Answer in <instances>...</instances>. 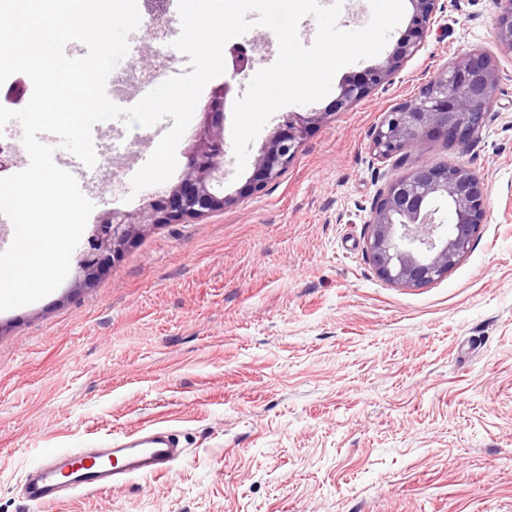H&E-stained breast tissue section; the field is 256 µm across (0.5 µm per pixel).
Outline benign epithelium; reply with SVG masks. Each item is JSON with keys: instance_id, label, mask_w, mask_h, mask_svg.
Segmentation results:
<instances>
[{"instance_id": "1", "label": "benign epithelium", "mask_w": 512, "mask_h": 512, "mask_svg": "<svg viewBox=\"0 0 512 512\" xmlns=\"http://www.w3.org/2000/svg\"><path fill=\"white\" fill-rule=\"evenodd\" d=\"M413 13L404 36L382 63L345 82L335 103L340 112L368 97L387 83L420 49L436 22L440 0H411ZM499 9L496 38L512 53V0H496ZM233 73L254 67V57L242 47L230 51ZM499 66L490 54L474 50L448 65L414 98L387 112L372 132L371 150L388 159L441 136L464 148L484 126ZM227 86L212 91L211 107L202 113L186 170L166 195L147 194L133 210L104 211L93 225L78 266L90 281L107 267L144 230L185 217H203L222 210L233 199L219 193L224 182V96ZM322 113L312 112L286 121L269 136L254 161L249 180L259 189L277 180L294 159L309 125ZM443 198L453 210L452 236H437L436 210L429 204ZM488 206L484 179L472 168L421 166L388 182L379 192L369 220L366 254L377 274L390 284L419 287L448 274L480 234Z\"/></svg>"}]
</instances>
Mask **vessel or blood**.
<instances>
[{"label":"vessel or blood","mask_w":512,"mask_h":512,"mask_svg":"<svg viewBox=\"0 0 512 512\" xmlns=\"http://www.w3.org/2000/svg\"><path fill=\"white\" fill-rule=\"evenodd\" d=\"M97 454L118 459V467L96 465L85 452L63 455L47 450L41 467L26 484V500L47 506L58 502L65 490L92 493L134 477L167 473L181 457L182 448L178 434L143 427L119 436L111 447L98 449Z\"/></svg>","instance_id":"b4317fda"}]
</instances>
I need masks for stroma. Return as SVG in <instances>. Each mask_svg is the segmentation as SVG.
Wrapping results in <instances>:
<instances>
[{
  "label": "stroma",
  "mask_w": 512,
  "mask_h": 512,
  "mask_svg": "<svg viewBox=\"0 0 512 512\" xmlns=\"http://www.w3.org/2000/svg\"><path fill=\"white\" fill-rule=\"evenodd\" d=\"M439 21L389 84L348 110L342 85L277 110L324 113L294 160L258 190L227 154L234 205L154 226L91 285L71 267L45 298L0 312V512L46 449L103 448L147 425L181 434L165 475L136 477L43 512H512V54L496 39L495 0H440ZM229 47L258 68L279 54L257 26ZM496 58L500 81L466 148L432 138L404 161L371 134L457 57ZM137 160L97 171L89 223L140 203ZM465 164L484 179L480 236L440 280L402 288L369 264L371 208L393 178Z\"/></svg>",
  "instance_id": "stroma-1"
}]
</instances>
